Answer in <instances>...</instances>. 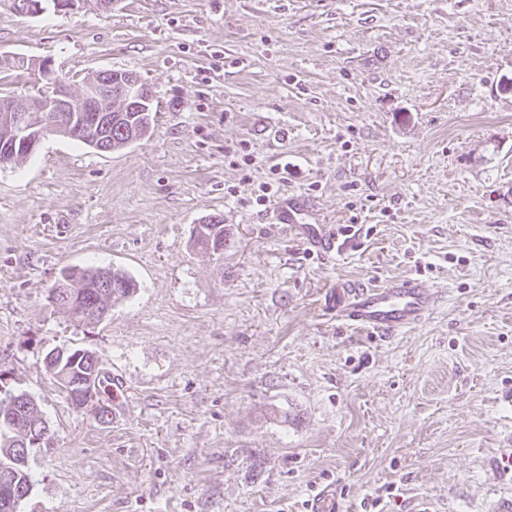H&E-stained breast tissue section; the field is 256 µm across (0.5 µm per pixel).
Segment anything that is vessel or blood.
Here are the masks:
<instances>
[{"label":"vessel or blood","mask_w":512,"mask_h":512,"mask_svg":"<svg viewBox=\"0 0 512 512\" xmlns=\"http://www.w3.org/2000/svg\"><path fill=\"white\" fill-rule=\"evenodd\" d=\"M275 223L289 225L320 255L339 250L338 237L300 197H288L272 210ZM336 312L352 327L376 336H395L422 322L436 309L440 297L417 277L393 278L381 284L349 285L336 291Z\"/></svg>","instance_id":"vessel-or-blood-1"}]
</instances>
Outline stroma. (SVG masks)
I'll return each mask as SVG.
<instances>
[{
  "mask_svg": "<svg viewBox=\"0 0 512 512\" xmlns=\"http://www.w3.org/2000/svg\"><path fill=\"white\" fill-rule=\"evenodd\" d=\"M1 56L51 61L75 94L131 71L158 101L122 150L50 134L0 168V368L53 439L21 512H307L328 487L339 512H489L512 494V0H0ZM294 194L346 231L341 255L272 223ZM209 216L220 261L191 243ZM87 267L137 284L95 324L47 300ZM410 273L441 297L413 330L323 313L339 286ZM65 346L121 382L108 420L47 372ZM79 0H29L24 2L25 11L31 16L44 14L48 9L70 12L77 7Z\"/></svg>",
  "mask_w": 512,
  "mask_h": 512,
  "instance_id": "35a3bbf8",
  "label": "stroma"
}]
</instances>
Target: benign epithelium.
<instances>
[{
  "mask_svg": "<svg viewBox=\"0 0 512 512\" xmlns=\"http://www.w3.org/2000/svg\"><path fill=\"white\" fill-rule=\"evenodd\" d=\"M79 0H26L25 11L31 16H39L49 9L57 12H70L77 7ZM25 68L38 73L33 83V92L21 105L11 97L0 98V130L7 132V138L20 144L27 153H33L49 128L84 130L96 134L94 146L101 147V130L111 124L109 113L112 109V87L118 86L125 102H138L147 99L154 101L150 88L134 76L115 75L114 70L98 72L88 80L80 95L73 94L68 85L55 75L51 63L27 59ZM88 370L78 379L67 381L64 392L70 404L77 410H86L96 417L109 415L98 399V379L100 370L96 356L88 359ZM49 443V429L45 426L37 430L26 428L14 440L13 452L19 457L29 455V449Z\"/></svg>",
  "mask_w": 512,
  "mask_h": 512,
  "instance_id": "7a95c632",
  "label": "benign epithelium"
}]
</instances>
